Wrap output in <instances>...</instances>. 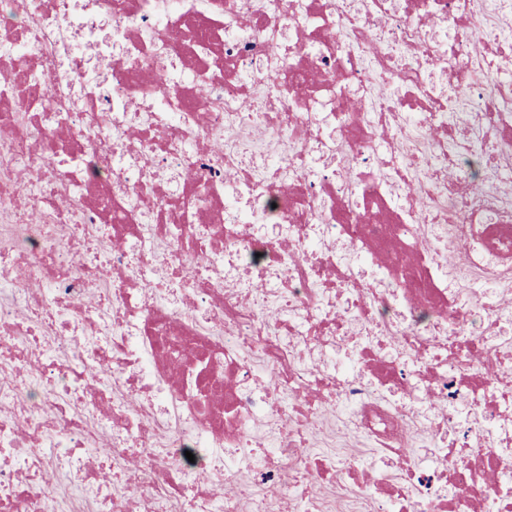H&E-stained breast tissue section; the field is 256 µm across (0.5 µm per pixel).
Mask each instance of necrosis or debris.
I'll return each instance as SVG.
<instances>
[{
  "instance_id": "obj_1",
  "label": "necrosis or debris",
  "mask_w": 512,
  "mask_h": 512,
  "mask_svg": "<svg viewBox=\"0 0 512 512\" xmlns=\"http://www.w3.org/2000/svg\"><path fill=\"white\" fill-rule=\"evenodd\" d=\"M0 512H512V0H0Z\"/></svg>"
}]
</instances>
